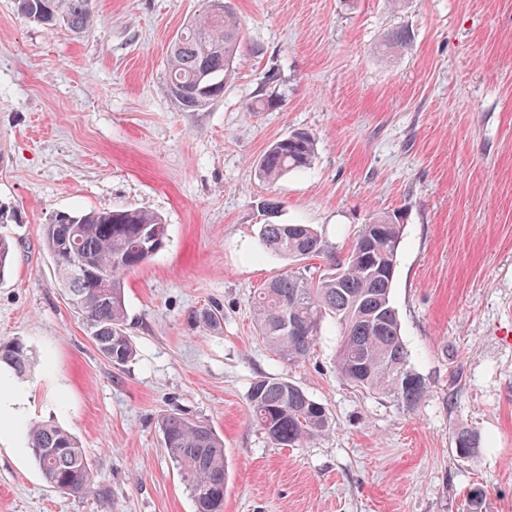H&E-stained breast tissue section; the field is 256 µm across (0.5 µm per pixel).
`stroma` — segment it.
<instances>
[{
	"label": "stroma",
	"mask_w": 512,
	"mask_h": 512,
	"mask_svg": "<svg viewBox=\"0 0 512 512\" xmlns=\"http://www.w3.org/2000/svg\"><path fill=\"white\" fill-rule=\"evenodd\" d=\"M225 2L243 34L233 76L223 98L184 112L167 50L206 0H93L96 24L78 35L0 0V207L19 217L0 224L16 243L0 338L34 358L0 438V512H194L158 427L174 408L224 439V512H512V0ZM398 26L413 49L383 58ZM272 67V107L247 111ZM295 131L313 135L314 165L259 180L260 156ZM124 208L160 215L167 239L125 279L137 356L118 367L58 287L42 231L60 210ZM393 212L391 300L427 387L410 409L339 379L333 319L289 364L252 308L293 265L263 250L261 225H312L316 278ZM212 306L221 329L191 326ZM261 376L300 386L333 429L272 444L249 420ZM49 420L85 449L88 493L57 492L29 455L27 425ZM467 428L480 444L462 459Z\"/></svg>",
	"instance_id": "stroma-1"
}]
</instances>
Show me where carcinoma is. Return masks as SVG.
<instances>
[{
	"label": "carcinoma",
	"mask_w": 512,
	"mask_h": 512,
	"mask_svg": "<svg viewBox=\"0 0 512 512\" xmlns=\"http://www.w3.org/2000/svg\"><path fill=\"white\" fill-rule=\"evenodd\" d=\"M17 9L50 30L60 24L76 34L94 21L92 0H17ZM239 23L228 6L209 5L170 45L167 91L184 112L206 109L224 95L239 45ZM404 27L386 36V53L411 49ZM315 159L314 138L297 131L270 144L256 163L259 177L277 182L291 171L308 168ZM384 214L364 225L348 256L334 272L313 279L289 270L253 299L259 334L283 361L299 363L310 352L322 320L338 324L336 371L347 384L389 394L405 407L426 393L425 382L407 363L391 289L403 225ZM262 246L280 256L305 260L323 249L308 224H262ZM167 224L156 214L134 209L58 211L43 225V247L56 263L59 284L104 357L123 366L136 350L128 334L125 276L141 267L165 244ZM13 241L0 234V277L10 267ZM193 320L205 330L221 328L218 309H204ZM0 363L17 376L27 375L31 351L20 339L0 341ZM250 418L280 446H300L332 428L330 414L299 386L285 378L261 376L247 394ZM168 456L176 464L196 512H224V440L205 420L168 412L159 420ZM27 450L45 481L58 492L80 496L90 488V467L80 441L50 422H33L26 432ZM478 447L477 434L462 430L455 448L464 457Z\"/></svg>",
	"instance_id": "carcinoma-1"
}]
</instances>
